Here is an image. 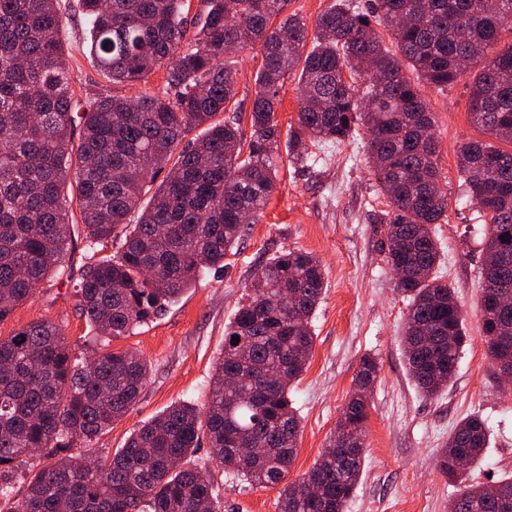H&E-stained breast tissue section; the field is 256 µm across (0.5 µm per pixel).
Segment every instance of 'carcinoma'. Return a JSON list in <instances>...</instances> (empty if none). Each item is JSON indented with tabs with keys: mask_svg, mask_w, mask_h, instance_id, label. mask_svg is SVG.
<instances>
[{
	"mask_svg": "<svg viewBox=\"0 0 512 512\" xmlns=\"http://www.w3.org/2000/svg\"><path fill=\"white\" fill-rule=\"evenodd\" d=\"M79 4L89 55L110 82L135 83L163 68L167 85L132 100L94 93L77 107L58 0H0V321L36 285L64 274L74 200L89 250L77 296L103 339L129 335L205 270L224 267L243 219L256 220L275 189L276 106L298 69L302 94L288 155L307 163L314 156L306 141L340 143L366 130L389 207L388 264L409 300L403 355L420 392L437 395L454 376L466 333L453 288L437 276L441 250L431 225L448 210V194L421 85L448 86L467 72L459 59L472 53L468 68L483 67L472 80L470 115L493 142L462 145L458 168L486 217L479 313L487 352L498 371L512 372V304L498 301L512 297V43L499 41L512 27V0H373L368 11L336 0L312 33L285 14L288 0H205L191 40L185 0ZM258 43L245 144L238 115L217 116L236 97L229 49ZM114 244L115 254L103 255ZM258 277L265 288L230 322L204 410L174 403L112 456L52 461L20 499L13 482L23 457L92 445L137 403L149 367L124 351L79 362L50 320L0 338V512H222L219 489L194 458L204 438L228 472L258 487L284 483L301 426L290 392L312 355L309 319L325 277L319 259L299 250L273 256ZM262 372L274 378L257 391L253 377ZM378 372L375 359L362 360L333 436L311 469L285 483L278 512H346L362 474ZM488 437L478 415L448 437L438 468L457 484L449 512H512V478L475 486L458 468L482 457Z\"/></svg>",
	"mask_w": 512,
	"mask_h": 512,
	"instance_id": "1",
	"label": "carcinoma"
}]
</instances>
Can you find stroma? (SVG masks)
Returning <instances> with one entry per match:
<instances>
[{
    "label": "stroma",
    "mask_w": 512,
    "mask_h": 512,
    "mask_svg": "<svg viewBox=\"0 0 512 512\" xmlns=\"http://www.w3.org/2000/svg\"><path fill=\"white\" fill-rule=\"evenodd\" d=\"M67 19L63 46L69 79L77 94L107 92L128 98L158 93L167 73L159 69L143 81L109 83L93 66L87 25L77 0H59ZM262 51L253 47L236 58L237 108L242 132L250 111ZM471 75L448 88L425 86L435 118L441 184L448 210L433 230L441 248L438 273L455 290L466 315L467 343L455 377L435 398H425L406 369L401 334L408 302L395 286L382 247L387 212L367 160L366 134L340 144L318 143L311 150L318 165H299L280 152L276 189L223 271H208L179 302L158 318L113 340L110 350H129L150 366L136 405L87 449L90 457L116 452L131 431L178 402L206 404L213 366L224 348V330L247 295L253 293L262 264L282 251L313 253L325 275L324 295L311 318L314 346L304 374L291 392L301 418L296 460L288 474L308 471L335 430L363 357L380 364L368 408L366 456L359 485L346 512H448L454 488L436 466L449 434L465 417L477 414L490 429L489 446L471 465L468 480L487 483L512 475V382L490 365L476 308L481 298L485 218L467 196L458 171L462 144L481 138L469 110ZM75 218V236L65 273L48 278L34 295L0 322V338L46 319L60 323L73 357H91L95 331L81 314L75 286L87 262L84 226ZM210 476L220 487L224 512H278L280 489L256 488L218 467Z\"/></svg>",
    "instance_id": "35a3bbf8"
}]
</instances>
